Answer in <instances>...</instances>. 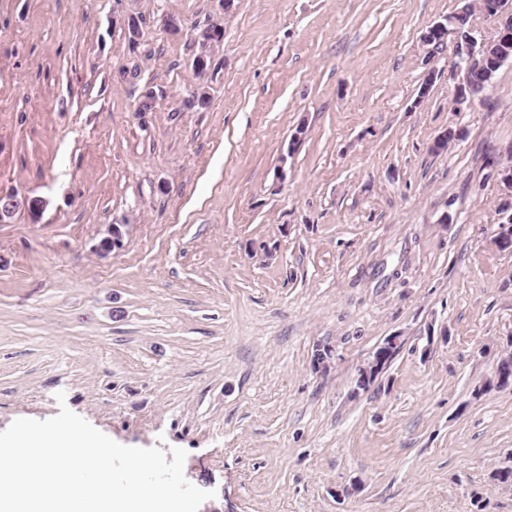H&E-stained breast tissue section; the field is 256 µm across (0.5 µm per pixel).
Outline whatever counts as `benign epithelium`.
Instances as JSON below:
<instances>
[{"instance_id": "1", "label": "benign epithelium", "mask_w": 512, "mask_h": 512, "mask_svg": "<svg viewBox=\"0 0 512 512\" xmlns=\"http://www.w3.org/2000/svg\"><path fill=\"white\" fill-rule=\"evenodd\" d=\"M486 15L498 19L497 35L486 40L478 34L474 27H469L468 33L453 37L455 54L461 63L460 70L463 76L456 87L455 102L461 105L472 97L467 78L473 70L485 69L486 79L494 77V71L504 63L512 61V9L509 8V0H490ZM449 20L438 22L431 26L423 36L425 44L437 46L448 37ZM496 52L497 63L491 68H485V58ZM22 205L29 210V215L36 219L45 207V201L36 198L28 202V197L22 196L15 191L0 193V223L11 218L17 209ZM497 249L512 251V213L507 216L506 225L494 240ZM401 345V336L389 337L375 352L373 359L359 370L357 388L365 390L370 382L374 381L379 371L391 360L395 350Z\"/></svg>"}]
</instances>
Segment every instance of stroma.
<instances>
[{
    "mask_svg": "<svg viewBox=\"0 0 512 512\" xmlns=\"http://www.w3.org/2000/svg\"><path fill=\"white\" fill-rule=\"evenodd\" d=\"M460 6L0 0V190L47 202L0 223V431L64 393L199 512H512V62L456 106ZM401 336H390L375 352L373 359L359 370L357 390H365L374 381L379 371L391 360L395 350L401 345Z\"/></svg>",
    "mask_w": 512,
    "mask_h": 512,
    "instance_id": "35a3bbf8",
    "label": "stroma"
}]
</instances>
